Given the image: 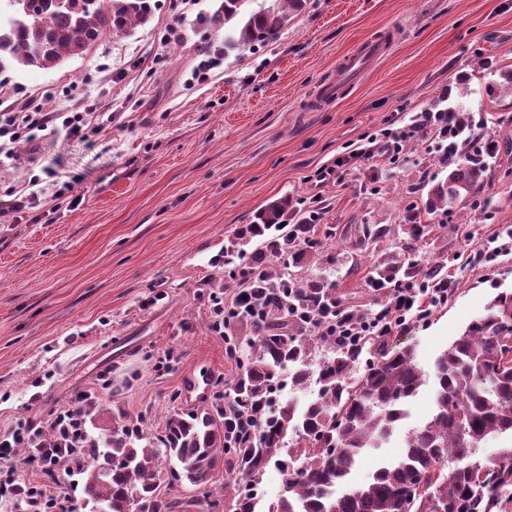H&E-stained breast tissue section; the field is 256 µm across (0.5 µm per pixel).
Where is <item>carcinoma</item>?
<instances>
[{"label":"carcinoma","mask_w":512,"mask_h":512,"mask_svg":"<svg viewBox=\"0 0 512 512\" xmlns=\"http://www.w3.org/2000/svg\"><path fill=\"white\" fill-rule=\"evenodd\" d=\"M0 17V71L25 67L50 70L69 57L86 54L112 34L148 24L153 0H10ZM248 12L243 24L224 34V49L264 44L279 36L289 12L307 0H273ZM250 0H215L204 24L220 30L245 11ZM455 136L439 141L438 162L449 169L428 192L425 210L448 213L461 200L480 198L500 152L509 144L478 145L474 117L464 103L448 106ZM292 201L281 198L240 227L237 242L224 250V265L245 266L243 317L257 310V335L241 347L240 371L224 406L257 418L256 436L229 439L207 408L174 411L164 434L155 436L132 417L120 433L87 440L74 457L85 475L86 502L104 512H180L181 502L160 491L165 460L170 476L201 486L212 482L219 455L234 448L235 472L224 477V493L235 512H256L255 496L268 464L283 473L281 495L266 512H505L512 502V448L499 456L480 455L481 444L512 434V359L502 345L512 341V291H502L486 313L471 322L436 360L431 416L405 436L400 456L374 470L363 485L351 483L364 454L379 448L406 417V404L427 384L414 350L395 351L384 336L371 340L374 359L352 378L358 355L333 345L320 361L316 344L289 332L334 318L336 285L319 278H294L304 265L310 224H288ZM256 241L250 253L243 246ZM442 266L424 268L398 257L374 263L371 283L387 288L399 281H439ZM288 375V385H319L317 397L299 408L271 399L270 389ZM296 436L288 446V434Z\"/></svg>","instance_id":"carcinoma-1"}]
</instances>
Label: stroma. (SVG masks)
<instances>
[{
  "instance_id": "1",
  "label": "stroma",
  "mask_w": 512,
  "mask_h": 512,
  "mask_svg": "<svg viewBox=\"0 0 512 512\" xmlns=\"http://www.w3.org/2000/svg\"><path fill=\"white\" fill-rule=\"evenodd\" d=\"M212 0H158L152 21L102 39L51 70L0 71V87L43 100L46 111L108 112L97 135L40 132L0 156V196L25 194L39 175L34 208L0 212V436L51 419L82 394L95 397L85 431L111 435L122 415L163 434L173 410H190L186 376L208 367L207 402L237 375L225 337L254 336L239 318L212 328L213 300L237 280L217 263L240 225L290 197V223L307 209L304 275L336 285L342 308L373 312L386 296L368 272L403 253L405 210L443 173L432 131L419 129L397 160L375 157L336 169L350 145L410 124L442 99L465 94L480 140L512 139V89L487 95L512 70V0H307L278 38L225 51L224 35L200 24ZM381 40L385 52L354 82L338 84L342 60ZM209 79L197 82L199 63ZM71 192L55 199L57 186ZM482 199L423 216L428 235L412 255L439 264L447 304L428 320L393 328V349L412 347L424 372L498 292L512 290V253L482 256L512 231V172L496 167ZM51 219H44V212ZM387 235L364 244L369 229ZM221 461L213 482L172 485L182 512H232ZM42 481L66 512H90L73 465Z\"/></svg>"
}]
</instances>
